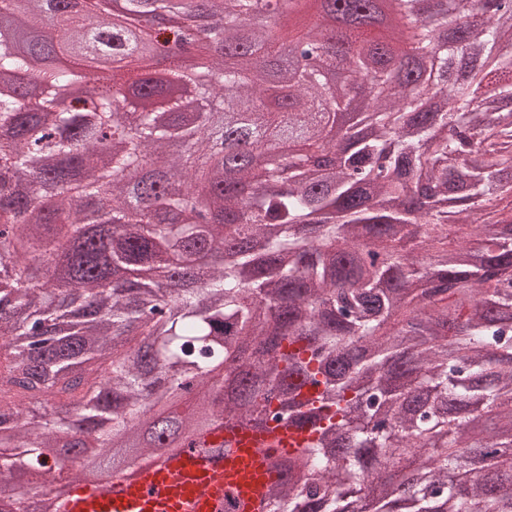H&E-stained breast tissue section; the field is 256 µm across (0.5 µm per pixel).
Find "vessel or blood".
Instances as JSON below:
<instances>
[{
	"instance_id": "b4317fda",
	"label": "vessel or blood",
	"mask_w": 512,
	"mask_h": 512,
	"mask_svg": "<svg viewBox=\"0 0 512 512\" xmlns=\"http://www.w3.org/2000/svg\"><path fill=\"white\" fill-rule=\"evenodd\" d=\"M311 434L283 423L262 429L216 424L199 443L174 449L110 486L74 479L56 512H273L279 473L271 455L305 447Z\"/></svg>"
}]
</instances>
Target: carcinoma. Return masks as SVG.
Wrapping results in <instances>:
<instances>
[{"instance_id":"carcinoma-1","label":"carcinoma","mask_w":512,"mask_h":512,"mask_svg":"<svg viewBox=\"0 0 512 512\" xmlns=\"http://www.w3.org/2000/svg\"><path fill=\"white\" fill-rule=\"evenodd\" d=\"M53 2L27 0L32 39L0 40L15 79L0 166L52 180L43 198L0 195L14 230L0 231V467L47 484L83 469L88 436L137 453L229 418L288 422L315 438L271 487L273 512H512V9L388 0L403 49L378 35L372 0H328L341 37L325 11L286 43L242 25L254 0H209L222 47L196 49L212 81L192 108L163 99L135 124L109 90L68 123L69 75L46 55L147 47L103 15L48 26ZM304 37L323 54L300 69ZM155 38L185 43L163 18ZM434 74L438 100L423 93ZM158 86L149 67L126 82L144 99ZM236 118L288 132L301 161L269 165L267 188L233 143L210 167ZM59 265L70 278L29 288ZM246 344L258 357L240 363Z\"/></svg>"}]
</instances>
